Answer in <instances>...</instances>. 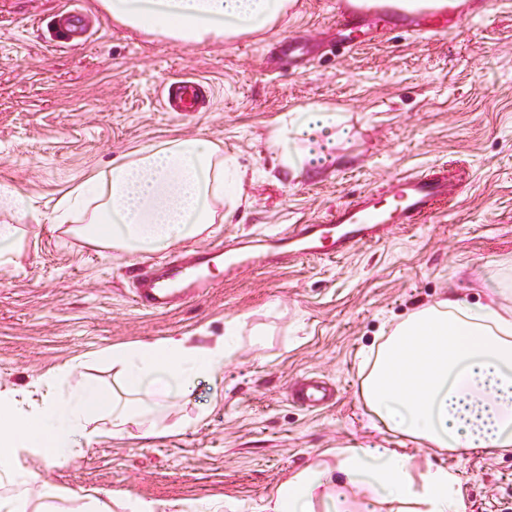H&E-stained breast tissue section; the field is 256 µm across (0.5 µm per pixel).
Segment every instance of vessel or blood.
<instances>
[{
    "label": "vessel or blood",
    "mask_w": 512,
    "mask_h": 512,
    "mask_svg": "<svg viewBox=\"0 0 512 512\" xmlns=\"http://www.w3.org/2000/svg\"><path fill=\"white\" fill-rule=\"evenodd\" d=\"M471 16L460 0H425L411 9L402 0H336L334 13L337 25L347 29L358 24L402 26L425 38L447 35ZM200 93L199 82L177 79L167 87L166 102L172 111L193 112ZM460 188L458 176L444 167L394 179L385 188L338 205L323 218L289 225L248 249L225 255L217 249L197 250L143 267L135 277L132 302L138 309L165 313L200 297L211 286L201 271L218 258L223 259L226 271L238 272L293 259L345 255L380 239L391 227L427 223L448 209ZM291 397L303 405L320 407L329 405L334 391L322 380L305 377L292 386Z\"/></svg>",
    "instance_id": "obj_1"
}]
</instances>
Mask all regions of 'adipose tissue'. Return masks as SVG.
Returning <instances> with one entry per match:
<instances>
[{
    "label": "adipose tissue",
    "instance_id": "obj_1",
    "mask_svg": "<svg viewBox=\"0 0 512 512\" xmlns=\"http://www.w3.org/2000/svg\"><path fill=\"white\" fill-rule=\"evenodd\" d=\"M112 20L172 41L194 45L263 33L287 17L295 0H99ZM338 109L310 104L276 120L270 146L279 169L297 175L321 166L329 140L342 134ZM246 174L220 144L175 136L114 158L108 171L93 174L61 196L52 216L67 223L84 215L75 235L103 247L162 251L197 237L223 221L221 204L242 203ZM237 322L225 320L223 336L199 343L171 336L154 343L112 346L108 355L122 368L127 387L163 376L181 387L212 374L238 352ZM364 404L388 432L429 448L495 453L512 448V305L498 289L470 302L451 292L436 305L412 312L375 354ZM108 415L112 433L157 430L95 387L54 399L38 411H17L0 398V471H9L17 445L39 449L52 463L68 462L90 441L87 425ZM362 512L379 502L396 512H464L457 475L448 467L420 463L393 448L350 446L288 476L265 512Z\"/></svg>",
    "mask_w": 512,
    "mask_h": 512
}]
</instances>
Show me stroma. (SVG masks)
<instances>
[{"mask_svg":"<svg viewBox=\"0 0 512 512\" xmlns=\"http://www.w3.org/2000/svg\"><path fill=\"white\" fill-rule=\"evenodd\" d=\"M335 0H297L277 31L183 45L116 23L98 0H0V194L30 200L26 217L0 206L21 241L0 267V394L21 411L84 384L149 409L158 432L112 435L91 423L89 446L65 464L17 448L0 473V503L23 498L53 512H261L288 474L349 445L384 446L454 470L465 512L512 508V451L427 452L372 428L355 389L362 353L391 323L459 288L471 301L496 288L512 304V0H469L490 11L431 39L363 28L340 54ZM297 43L305 62L283 65ZM176 78L204 85L194 112L161 107ZM312 103L340 108L350 127L335 159L293 178L268 137L277 117ZM180 135L221 143L246 171L247 200L201 237L160 253L98 248L51 223L57 200L115 156ZM447 163L466 172L455 204L333 259L212 269V288L166 313L137 309L145 265L303 224L360 192ZM238 318L234 360L185 392L131 390L105 359L115 344L220 336ZM319 373L333 405L288 398ZM41 480L29 482L30 472Z\"/></svg>","mask_w":512,"mask_h":512,"instance_id":"1","label":"stroma"}]
</instances>
